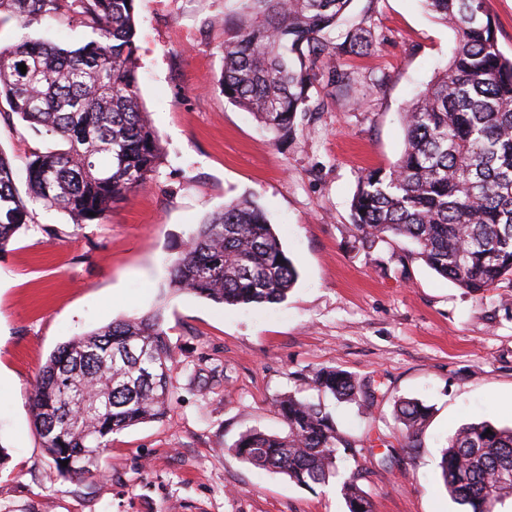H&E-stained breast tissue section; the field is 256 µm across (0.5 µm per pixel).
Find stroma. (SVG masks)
Instances as JSON below:
<instances>
[{
	"mask_svg": "<svg viewBox=\"0 0 512 512\" xmlns=\"http://www.w3.org/2000/svg\"><path fill=\"white\" fill-rule=\"evenodd\" d=\"M239 11V0H136L140 96L164 149L156 176L90 224L35 209L0 251V512H348L339 481L300 486L234 451L246 431L284 432L277 399L317 400L320 368L378 388L367 408L327 403L362 446L340 471L359 473L374 512H458L438 467L449 434L512 426V283L470 294L403 240L366 248L350 218L360 175L402 155L400 114L446 67L453 28L421 0H353L347 21H366L374 44L344 63L382 84L349 100L319 87L323 111L276 142L217 86L224 23ZM52 146L0 101L19 192L31 154ZM244 195L299 271L287 299L224 307L170 294L193 226ZM157 308L174 355L165 417L114 434L100 476L60 475L34 428L39 370L59 345ZM401 399L431 408L413 444L395 419ZM389 447L397 463L374 464Z\"/></svg>",
	"mask_w": 512,
	"mask_h": 512,
	"instance_id": "stroma-1",
	"label": "stroma"
}]
</instances>
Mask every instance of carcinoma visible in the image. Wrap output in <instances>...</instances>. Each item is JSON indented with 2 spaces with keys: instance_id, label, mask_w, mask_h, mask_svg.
<instances>
[{
  "instance_id": "carcinoma-1",
  "label": "carcinoma",
  "mask_w": 512,
  "mask_h": 512,
  "mask_svg": "<svg viewBox=\"0 0 512 512\" xmlns=\"http://www.w3.org/2000/svg\"><path fill=\"white\" fill-rule=\"evenodd\" d=\"M135 2L0 0V25L14 20L24 30L0 47V100L56 143L28 162L25 198L0 152V250L28 223L31 205L90 224L156 175L162 146L139 96ZM242 2L244 17L224 41L219 88L275 138L289 137L320 81L354 89L356 73L339 60L369 50L371 31L353 24L343 41L334 40L352 0ZM423 2L455 29L456 46L448 66L404 108L400 159L359 177L351 222L368 248L406 239L430 270L482 295L512 281V57L499 49L487 0ZM48 19L75 21L95 38L74 48L61 36L41 37L38 27ZM297 278L266 212L243 196L191 230L171 263L169 289L223 306L280 303ZM163 323L160 309L117 318L50 355L33 387L32 411L43 448L68 461L62 474L99 476L113 434L164 417L174 357ZM312 383L341 402L374 398L370 386L343 371L320 369ZM276 407L287 431H247L235 453L302 486L329 484L351 440L319 403L290 394ZM428 411L418 401L395 403L410 439ZM439 468L460 512H495L512 498V483L501 481L512 472V427L461 425L448 436ZM340 491L348 512H372L355 474Z\"/></svg>"
}]
</instances>
